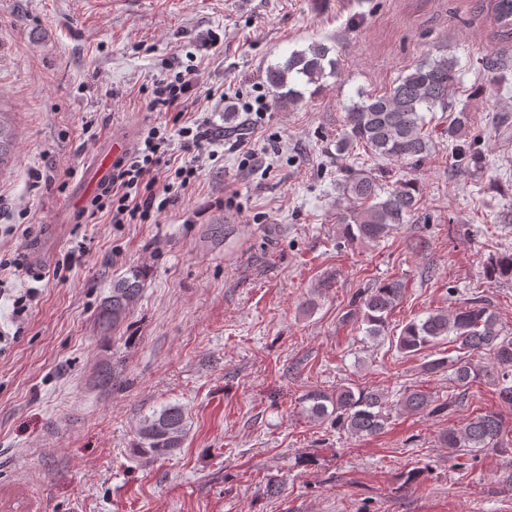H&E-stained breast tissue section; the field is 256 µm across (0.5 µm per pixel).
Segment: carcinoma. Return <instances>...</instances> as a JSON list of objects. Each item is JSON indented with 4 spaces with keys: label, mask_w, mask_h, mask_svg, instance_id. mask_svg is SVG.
Here are the masks:
<instances>
[{
    "label": "carcinoma",
    "mask_w": 512,
    "mask_h": 512,
    "mask_svg": "<svg viewBox=\"0 0 512 512\" xmlns=\"http://www.w3.org/2000/svg\"><path fill=\"white\" fill-rule=\"evenodd\" d=\"M494 20L500 35L512 39V0H494ZM330 48L313 42L303 50L291 52L282 64L267 70L276 102L294 106L304 98L302 87L321 85L323 79L337 74V61L329 57ZM458 62L453 56L440 55L415 66L382 95L358 93V100L344 108L343 137L336 143L337 154L362 147L377 158L423 162L430 153L429 135L424 131L426 113L440 110L449 113L448 141L457 162L469 166L476 163L478 153L470 150V113L456 109L451 101L458 80ZM482 67L495 77L504 76L508 63L495 53L482 59ZM15 147L12 129L0 119V169L11 158ZM338 189L353 206L342 213L339 223L347 237L362 242H378L399 225L409 222L418 209L419 185L412 179L385 189L378 181L351 167L344 168ZM205 238L212 242L224 240V215L213 218L205 229ZM484 276L491 281H512V251L492 257L485 263ZM144 276L132 271L112 280L108 295L100 304V320L117 326L143 291ZM405 283L399 279L383 281L365 289L358 298L353 317L365 326L369 337L385 332L391 313L399 304ZM447 339L455 343L458 354L440 357L425 364V371L434 374L450 371L456 387L466 391L481 377L496 376L498 396L512 404V336L503 333L490 308L475 301L450 314L431 312L423 318L406 323L397 337L402 354H415ZM484 350L493 356L494 369L480 365L472 355ZM454 394L445 405H436L432 396L421 389L408 388L399 395L396 406L409 413H438L459 402ZM305 412L315 421L327 422L338 431L355 437L374 436L388 424L390 403L383 393L366 386H342L332 392L319 389L303 395ZM189 431L185 408L168 403L145 415L137 428L135 456L154 461L179 450ZM505 432L501 415L494 411L478 413L463 426L450 427L441 435L444 446L453 451L467 448H497L506 453L502 438Z\"/></svg>",
    "instance_id": "cac0c4a2"
}]
</instances>
